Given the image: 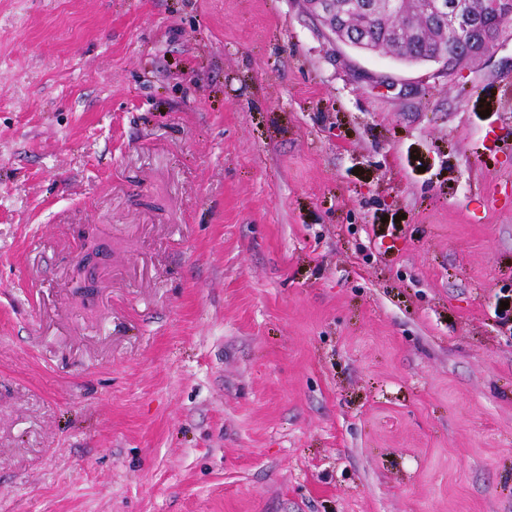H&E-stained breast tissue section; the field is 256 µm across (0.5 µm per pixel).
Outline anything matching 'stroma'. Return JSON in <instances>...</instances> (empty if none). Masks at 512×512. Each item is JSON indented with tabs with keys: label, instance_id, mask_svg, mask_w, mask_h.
I'll list each match as a JSON object with an SVG mask.
<instances>
[{
	"label": "stroma",
	"instance_id": "35a3bbf8",
	"mask_svg": "<svg viewBox=\"0 0 512 512\" xmlns=\"http://www.w3.org/2000/svg\"><path fill=\"white\" fill-rule=\"evenodd\" d=\"M0 512H512V35L0 0ZM348 0H306V3L321 17L329 21V28L336 42L358 49L364 53H374L376 48L362 29L354 30L344 7Z\"/></svg>",
	"mask_w": 512,
	"mask_h": 512
}]
</instances>
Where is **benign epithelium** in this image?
<instances>
[{"instance_id": "7a95c632", "label": "benign epithelium", "mask_w": 512, "mask_h": 512, "mask_svg": "<svg viewBox=\"0 0 512 512\" xmlns=\"http://www.w3.org/2000/svg\"><path fill=\"white\" fill-rule=\"evenodd\" d=\"M485 2L490 4L485 13L473 9L472 0H354L351 9L371 17L407 9L412 16V35L417 39L439 28L448 32L449 37L439 41L431 52L434 61L446 63L450 56L484 55L498 47L506 26L512 23V0ZM306 3L316 14L328 19L337 42L364 53L376 51L365 31L351 28L344 12L345 0Z\"/></svg>"}]
</instances>
